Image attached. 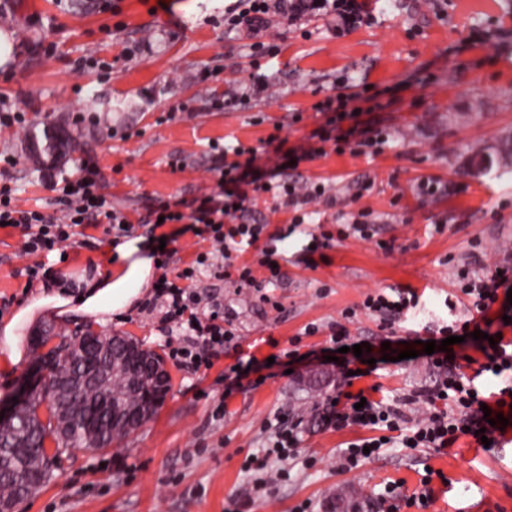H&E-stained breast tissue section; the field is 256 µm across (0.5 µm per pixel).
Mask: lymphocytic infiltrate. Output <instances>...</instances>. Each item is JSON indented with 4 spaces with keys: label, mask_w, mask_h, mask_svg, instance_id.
Listing matches in <instances>:
<instances>
[{
    "label": "lymphocytic infiltrate",
    "mask_w": 512,
    "mask_h": 512,
    "mask_svg": "<svg viewBox=\"0 0 512 512\" xmlns=\"http://www.w3.org/2000/svg\"><path fill=\"white\" fill-rule=\"evenodd\" d=\"M275 1L287 5L292 22L308 13L325 14L337 19L340 30L350 31L373 20L365 0H235L224 11V25L231 30H247L253 36L252 56L271 58L276 54L273 46L258 39L267 29L266 17ZM350 102V97L340 94L320 103L318 110L326 121L313 131V145L288 147L277 142L271 166L255 165L239 144L215 148L220 174L216 194L194 200L186 212L178 204L168 202L150 211L149 224L161 220L168 224L186 222L195 236H208L212 242V252L197 255L175 275H161L158 289L140 304L142 310L149 312L162 309L163 330H178V344L171 348L170 355L183 368L193 373L210 368L216 355L234 338L231 319L224 314L222 302L209 289L197 287L196 281L203 274L222 279L231 252L259 242L264 227L245 220L249 206L262 195H272L281 207L293 212V222L286 230L294 232L296 225L304 221L307 205L324 197L325 188L318 183L290 179L291 163L301 164L324 155L323 145L330 141L339 149L353 146L372 150L387 142L382 127L374 121L362 120L360 110L352 108ZM56 189L61 210L59 215L48 216L37 210L20 209L11 188H0V222L20 229L22 253H50L75 238L78 227L85 224H102L107 231L124 234L128 218L113 208L97 164L83 162L78 175L62 178ZM458 286L485 327H492L490 312L498 300L499 289L512 288V267L504 265L481 275L461 270ZM419 300L416 289L399 288L391 295H367L362 308L366 314L393 324L415 309ZM354 315V310H344L340 321L329 326L333 347L344 351L339 365L343 387L334 400L325 401L322 406L326 427L338 431L358 425L373 432L372 437L349 444L344 457L346 467H355L366 455H379L381 449L394 443L405 448L445 450L460 437L474 436L479 429L493 443H500L506 434L505 427L489 425L484 414L512 412V382L501 388L494 400H486L474 378L465 374L459 355L438 351L428 356L427 361L439 379L434 386L415 393V402L425 404L427 412L413 424L398 404L368 398L362 389L353 390L350 365L356 357L350 348L356 340L347 323Z\"/></svg>",
    "instance_id": "f902f5d3"
}]
</instances>
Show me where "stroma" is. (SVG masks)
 I'll return each instance as SVG.
<instances>
[{
  "label": "stroma",
  "mask_w": 512,
  "mask_h": 512,
  "mask_svg": "<svg viewBox=\"0 0 512 512\" xmlns=\"http://www.w3.org/2000/svg\"><path fill=\"white\" fill-rule=\"evenodd\" d=\"M228 0H9L0 31L12 34L9 70L0 69V108L20 113L24 125H0V185L22 208L58 213L57 179L80 160H95L113 206L138 221L161 202H192L217 188L210 148L238 142L268 156L276 134L298 144L321 123L315 107L327 97L367 84L363 108L392 139L374 157L328 152L301 166L322 180L333 201L319 204L303 232L279 243L284 276L268 289L270 303L237 292L232 279L201 277L200 286L224 300L234 339L214 367L192 374L170 365L166 402L141 430L106 449L75 448L59 476L21 501L17 512H227L231 500L250 498L244 512H374L387 482L406 493L433 480L425 512H512V441L483 449L463 437L445 451L386 448L377 458L345 469L340 452L362 437L358 428L326 429L314 406L336 391L340 377L326 360L265 367L272 355L328 346V326L365 294L410 287L422 294L411 328L358 315L353 336L428 341L456 274L486 255L485 269L512 264V0H375V21L336 35L328 16L289 26L273 17L264 42L280 46L263 63L267 89L241 100L254 72L248 32H229L218 18ZM60 127L77 148L34 162L24 130ZM432 179L453 192L432 200L418 184ZM373 185L358 194L360 184ZM368 211L376 240L335 241L317 267L305 263L310 235L336 232ZM92 245L67 243V260L41 255L59 278L95 269L104 273L110 236L87 226ZM392 242L384 252L377 240ZM16 229L0 227V297L15 304L37 294L22 270ZM159 313L131 308L101 325L102 334L135 338L168 355ZM318 333L305 335L308 324ZM261 361L265 381L224 393V370L238 358ZM427 361L384 364L355 380L376 388L384 402L433 385ZM223 402L224 418L211 417ZM303 417L298 449L281 462L268 455L274 416Z\"/></svg>",
  "instance_id": "35a3bbf8"
}]
</instances>
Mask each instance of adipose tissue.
Here are the masks:
<instances>
[{
	"mask_svg": "<svg viewBox=\"0 0 512 512\" xmlns=\"http://www.w3.org/2000/svg\"><path fill=\"white\" fill-rule=\"evenodd\" d=\"M154 266L150 251L134 238L115 245L104 274L85 280L78 290H70L60 279L44 284L39 295L20 306L10 320L0 323V371L10 372L23 360L24 326L54 312L82 314L107 323L147 295Z\"/></svg>",
	"mask_w": 512,
	"mask_h": 512,
	"instance_id": "ef3b65f1",
	"label": "adipose tissue"
}]
</instances>
